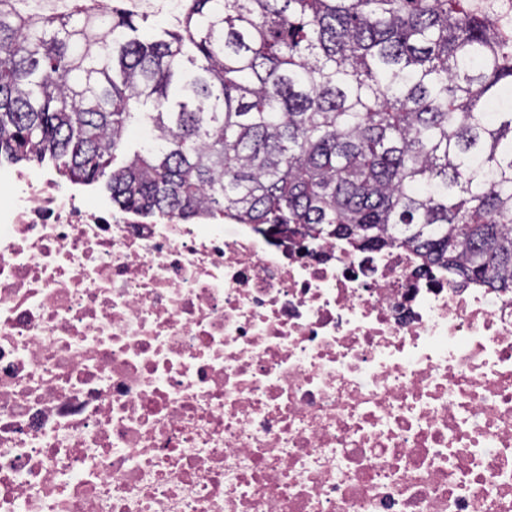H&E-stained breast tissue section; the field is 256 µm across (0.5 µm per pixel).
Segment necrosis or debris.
Here are the masks:
<instances>
[{"label": "necrosis or debris", "mask_w": 512, "mask_h": 512, "mask_svg": "<svg viewBox=\"0 0 512 512\" xmlns=\"http://www.w3.org/2000/svg\"><path fill=\"white\" fill-rule=\"evenodd\" d=\"M0 165V512H512V293Z\"/></svg>", "instance_id": "necrosis-or-debris-1"}]
</instances>
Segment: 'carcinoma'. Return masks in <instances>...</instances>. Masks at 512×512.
I'll use <instances>...</instances> for the list:
<instances>
[{"mask_svg":"<svg viewBox=\"0 0 512 512\" xmlns=\"http://www.w3.org/2000/svg\"><path fill=\"white\" fill-rule=\"evenodd\" d=\"M166 7L0 0V160L512 290V37L472 0Z\"/></svg>","mask_w":512,"mask_h":512,"instance_id":"carcinoma-1","label":"carcinoma"}]
</instances>
